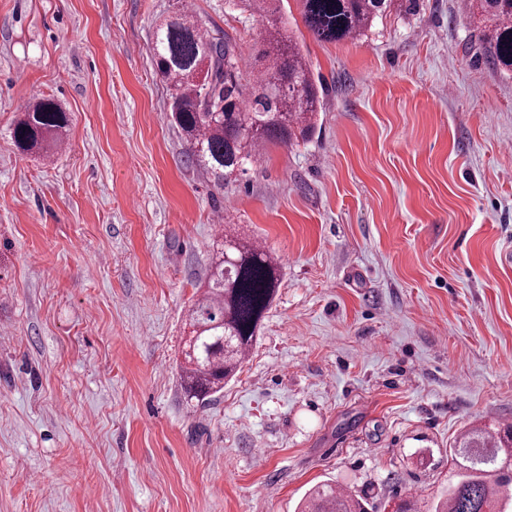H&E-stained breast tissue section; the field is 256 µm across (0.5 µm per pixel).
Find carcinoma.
Segmentation results:
<instances>
[{"mask_svg": "<svg viewBox=\"0 0 512 512\" xmlns=\"http://www.w3.org/2000/svg\"><path fill=\"white\" fill-rule=\"evenodd\" d=\"M306 28L321 42L361 37L394 0H300ZM267 18L266 42L246 60L236 44L210 32L185 11L156 31L158 72L170 85V112L197 165L222 187L258 162L270 144L291 145L315 130L324 88L283 25L280 0H245ZM479 19L474 46L489 64L512 73V0H464ZM69 118L40 98L14 124L22 151L62 140ZM280 266L255 242L226 240L211 263L205 291L190 309L195 336L185 353L181 387L188 400L224 390L241 368L259 323L279 286ZM451 458L463 470L434 512H509L512 498V429L495 438L482 429L464 434ZM302 512H366L365 504L331 485L309 490Z\"/></svg>", "mask_w": 512, "mask_h": 512, "instance_id": "cac0c4a2", "label": "carcinoma"}]
</instances>
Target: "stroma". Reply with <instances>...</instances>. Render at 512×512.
Instances as JSON below:
<instances>
[{
    "mask_svg": "<svg viewBox=\"0 0 512 512\" xmlns=\"http://www.w3.org/2000/svg\"><path fill=\"white\" fill-rule=\"evenodd\" d=\"M187 10L242 54L235 0H0V512H295L330 482L433 512L465 432L512 425V78L462 0H411L317 41L314 134L215 186L154 63ZM38 98L70 118L20 151ZM281 283L234 379H180L221 236Z\"/></svg>",
    "mask_w": 512,
    "mask_h": 512,
    "instance_id": "obj_1",
    "label": "stroma"
}]
</instances>
